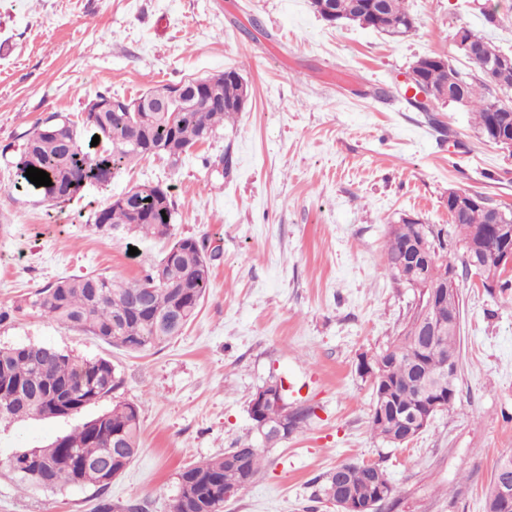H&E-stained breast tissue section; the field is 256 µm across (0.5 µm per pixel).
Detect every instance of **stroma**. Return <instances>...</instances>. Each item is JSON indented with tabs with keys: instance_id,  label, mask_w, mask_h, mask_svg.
<instances>
[{
	"instance_id": "stroma-1",
	"label": "stroma",
	"mask_w": 512,
	"mask_h": 512,
	"mask_svg": "<svg viewBox=\"0 0 512 512\" xmlns=\"http://www.w3.org/2000/svg\"><path fill=\"white\" fill-rule=\"evenodd\" d=\"M497 2L491 24L488 0H406L418 27L393 39L329 23L311 0H0V347L103 357L124 378L114 398L71 416L0 423V512H169L183 467L246 445L263 470L224 512H336L319 490L345 462L386 472L396 502L381 512H483L496 463L512 454V290L458 274L459 393L404 446L372 435L358 364L393 342L414 300L384 270L389 225L449 228L452 190L512 208V154L476 136L468 108L421 112L397 90L426 55L471 72L453 40L461 26L511 53L512 0ZM230 68L247 106L178 167L145 158L51 215L15 166L20 134L47 113ZM157 181L172 188L176 233L221 253L183 334L130 353L44 316L37 293L56 279L131 280L159 258L160 241L94 229L111 195ZM275 378L292 389L289 407L312 415L269 448L248 406ZM116 399L140 408L141 451L106 491L17 484L14 453L47 447Z\"/></svg>"
}]
</instances>
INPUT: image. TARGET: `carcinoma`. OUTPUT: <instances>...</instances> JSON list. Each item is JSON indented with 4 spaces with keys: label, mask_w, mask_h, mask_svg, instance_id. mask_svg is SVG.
Instances as JSON below:
<instances>
[{
    "label": "carcinoma",
    "mask_w": 512,
    "mask_h": 512,
    "mask_svg": "<svg viewBox=\"0 0 512 512\" xmlns=\"http://www.w3.org/2000/svg\"><path fill=\"white\" fill-rule=\"evenodd\" d=\"M328 2L336 11L337 22H353L392 38L404 37L417 28L416 18L405 7L406 0ZM473 65L478 76L469 78L448 58L427 55L414 61L409 70L420 78L417 90L426 86L441 92L448 89L449 79H454L459 104L472 107L478 134L492 144L498 119L496 100L483 95L482 90H512V69L490 78L478 62ZM214 79L222 95L203 92L206 77L186 80L184 103L172 105L165 112H141L135 109V100L105 94L90 100L75 121L53 112L38 123L39 133H23L17 166L23 170L34 166L49 174L52 185L44 187V195L54 205L71 201L89 184H109L149 156L163 155L176 166L193 147L215 137L225 123L243 111L239 101L244 80L239 72L228 69ZM99 100L112 105L105 112H96ZM82 126H91L101 135L99 153L93 157L80 144ZM175 206L169 187L160 183L136 184L112 198L96 212L95 230L108 233L122 226L165 240V252L140 278L131 281L103 274L59 278L38 292L37 304L43 313L61 326L132 352L180 336L212 288L211 266L217 253H207L196 238L174 232ZM448 213L463 268H468L469 255L478 246L487 258L484 279L493 281L502 293L511 289L512 279L502 278L505 268L499 267L495 258V239L490 235L480 237L494 221L495 206L483 196L470 206ZM422 237L428 238L435 249L448 246V233L419 219H404L388 231L386 271L406 288L410 283L402 279L400 271L405 248ZM416 313L412 310L400 334L379 354L388 370L363 369L372 383L371 432L394 447L400 446L395 438L404 428L403 412L419 408L427 398L412 376L399 377L390 366L409 359L432 380L446 383L448 370L443 354H459L456 330L438 337L429 350L412 347L408 333ZM122 385L117 368L102 357L82 358L33 343L0 348V421L67 417L113 395ZM140 437L138 405L117 401L110 410L49 446L13 455L9 467L20 481L46 489L92 486L103 490L137 457ZM260 474V453L249 445L191 463L178 473L170 512H224V489L253 484ZM341 491L361 501L373 498L376 489L371 487V473L365 465H347ZM484 512H505L493 482L485 497Z\"/></svg>",
    "instance_id": "obj_1"
}]
</instances>
